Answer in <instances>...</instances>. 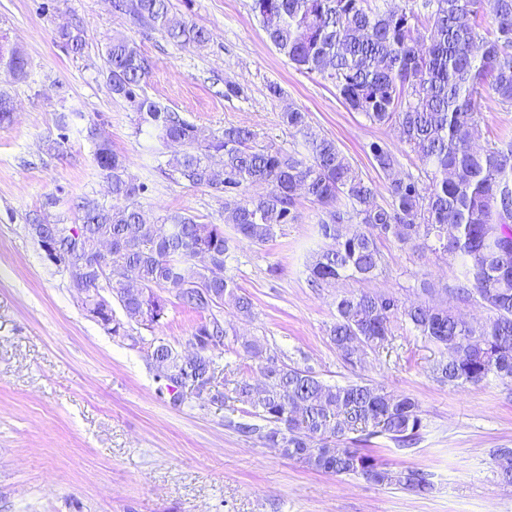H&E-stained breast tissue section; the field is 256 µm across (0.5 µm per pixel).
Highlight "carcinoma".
<instances>
[{"mask_svg": "<svg viewBox=\"0 0 512 512\" xmlns=\"http://www.w3.org/2000/svg\"><path fill=\"white\" fill-rule=\"evenodd\" d=\"M373 2L253 0L252 10L297 70L330 80L349 111L398 127L419 173L390 183V201L384 203L307 113L280 116L302 137V152L260 146L257 134L243 126L217 133L145 95L152 62L135 41L114 38L105 47L112 96L130 105L137 125L182 146L167 161L170 177L222 193L224 223L206 224L180 212L159 224L145 222L140 198L146 186L135 182L126 158L103 140L95 142L94 157L111 183L112 204L84 196L75 204V234L35 219V237L48 235L60 251L83 257L97 253L101 240L112 241V252L90 280L105 279L117 298L121 314H112L114 337L161 324L171 306L202 315L189 341L213 342L208 358L185 362L179 351L154 340L147 364L156 368L159 393L215 376L216 351H224L228 337H238L232 324L204 314L216 299L239 317L253 314L250 296L226 273L225 258L238 241H273L298 220L302 198L322 209L318 233L334 242L306 266L315 290L343 278L376 277L383 268V240L460 259L457 283L423 288L424 301L407 303L385 292L337 296L329 336L345 363L362 362L366 350L389 344L407 325L441 350L433 369L441 383L461 387L490 376L512 381V141L474 145L481 137L483 98L512 109V0H408L387 10ZM113 6L182 46L209 41L206 30L176 19L171 0H113ZM26 65L17 52L0 57V67L12 76L24 74ZM369 149L381 171L398 165L387 146L372 143ZM256 185L266 186V193L248 195L247 188ZM349 224L359 230L343 233ZM450 297L475 298L488 316L470 323L448 306ZM242 347L258 363L261 380L244 378L235 386L236 400L251 417L236 425L239 433L317 472L429 491L424 471L391 470L369 449L379 434L401 448L417 442L423 419L416 398L368 383L328 385L311 369L279 360L257 339Z\"/></svg>", "mask_w": 512, "mask_h": 512, "instance_id": "carcinoma-1", "label": "carcinoma"}]
</instances>
